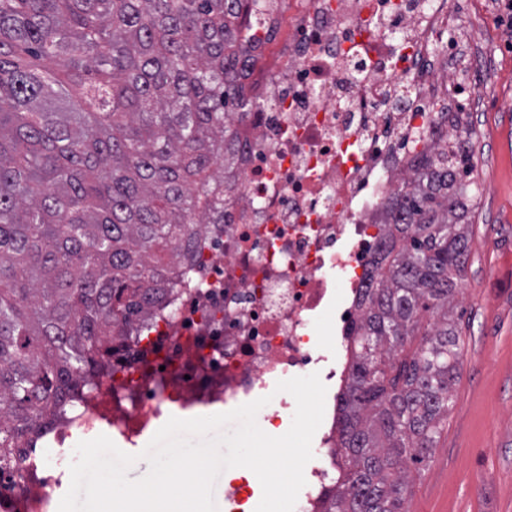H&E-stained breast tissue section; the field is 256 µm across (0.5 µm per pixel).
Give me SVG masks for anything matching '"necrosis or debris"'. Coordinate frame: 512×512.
<instances>
[{"mask_svg":"<svg viewBox=\"0 0 512 512\" xmlns=\"http://www.w3.org/2000/svg\"><path fill=\"white\" fill-rule=\"evenodd\" d=\"M264 39L245 82L262 106L237 126L242 143L190 274L160 289L130 335L112 343V375L85 393L55 449L100 425L128 442L166 407L260 397L263 425L295 407L279 381L335 380L321 335H354L357 300L377 275L383 221L415 153L446 135L459 62L435 42L447 0H267ZM54 481L27 455L0 512H47Z\"/></svg>","mask_w":512,"mask_h":512,"instance_id":"necrosis-or-debris-1","label":"necrosis or debris"}]
</instances>
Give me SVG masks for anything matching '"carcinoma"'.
Listing matches in <instances>:
<instances>
[{"label": "carcinoma", "mask_w": 512, "mask_h": 512, "mask_svg": "<svg viewBox=\"0 0 512 512\" xmlns=\"http://www.w3.org/2000/svg\"><path fill=\"white\" fill-rule=\"evenodd\" d=\"M262 0H0V474L224 223ZM469 152L413 157L339 395L323 512H408L458 381Z\"/></svg>", "instance_id": "1"}]
</instances>
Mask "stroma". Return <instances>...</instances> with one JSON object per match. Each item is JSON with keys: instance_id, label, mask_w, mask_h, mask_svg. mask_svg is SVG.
Listing matches in <instances>:
<instances>
[{"instance_id": "stroma-1", "label": "stroma", "mask_w": 512, "mask_h": 512, "mask_svg": "<svg viewBox=\"0 0 512 512\" xmlns=\"http://www.w3.org/2000/svg\"><path fill=\"white\" fill-rule=\"evenodd\" d=\"M488 0L451 9L441 45L465 54L456 31H480L492 60L494 89L466 113L472 177L471 239L458 311L462 314L459 380L435 448L411 467L409 512H512V28L497 21Z\"/></svg>"}]
</instances>
